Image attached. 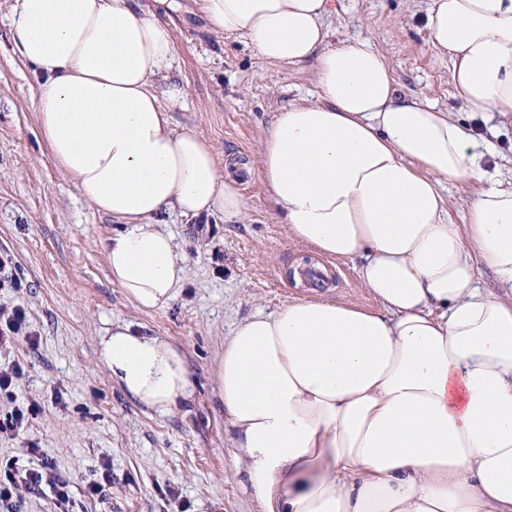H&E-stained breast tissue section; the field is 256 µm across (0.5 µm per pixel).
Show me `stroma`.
Listing matches in <instances>:
<instances>
[{"label":"stroma","mask_w":512,"mask_h":512,"mask_svg":"<svg viewBox=\"0 0 512 512\" xmlns=\"http://www.w3.org/2000/svg\"><path fill=\"white\" fill-rule=\"evenodd\" d=\"M427 4L341 0L327 24L335 40L372 44L399 90L462 119L450 58L424 28ZM8 6L0 0V254L11 259L20 287L0 290V307H24L37 343L0 350V363L24 369L16 401L0 394V419L16 402L36 408L18 436L0 435V458H15L22 469L49 465L70 484L75 512H191L199 498L220 501L221 512H260L236 463L215 385L225 338L256 311H275L294 298L374 305L348 260L316 257L324 278L315 286L286 278L308 251L287 234L256 173L259 144L276 112L316 101L314 69L261 61L242 38L209 33L200 0H179L171 16L174 73L187 96L168 110L176 125L196 126L233 165L247 210L235 224L220 215L190 223L170 217L187 275L172 301L148 313L110 276L102 243L117 222L86 202L40 136L31 69L13 53ZM473 124L493 145L487 169L511 183L512 124ZM123 323L183 350L194 387L184 410L154 417L112 382L98 343ZM106 464L111 488L89 497L86 483Z\"/></svg>","instance_id":"1"}]
</instances>
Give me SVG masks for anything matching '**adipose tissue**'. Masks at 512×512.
<instances>
[{"mask_svg":"<svg viewBox=\"0 0 512 512\" xmlns=\"http://www.w3.org/2000/svg\"><path fill=\"white\" fill-rule=\"evenodd\" d=\"M175 0H10L54 162L120 226L103 244L140 309L173 300L171 213L235 223L247 202L195 126H175ZM336 0H201L209 33L312 63L317 102L279 110L257 174L290 237L350 260L375 306L296 298L237 324L217 362L237 461L262 512H512V188L475 127L396 87L382 55L333 41ZM425 28L467 112L512 120V0H430ZM478 183L464 223L442 186ZM491 272L498 290L480 284ZM99 356L152 415L191 403L184 353L113 326Z\"/></svg>","mask_w":512,"mask_h":512,"instance_id":"adipose-tissue-1","label":"adipose tissue"}]
</instances>
